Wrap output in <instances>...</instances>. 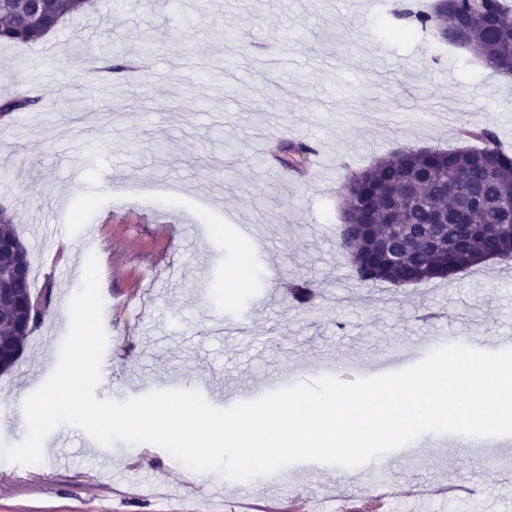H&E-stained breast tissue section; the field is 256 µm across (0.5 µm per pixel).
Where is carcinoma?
<instances>
[{"instance_id":"1","label":"carcinoma","mask_w":512,"mask_h":512,"mask_svg":"<svg viewBox=\"0 0 512 512\" xmlns=\"http://www.w3.org/2000/svg\"><path fill=\"white\" fill-rule=\"evenodd\" d=\"M90 5L89 0H4L0 5V43L27 44L55 29L69 15ZM424 30L436 29L448 21H468L467 43L478 50L480 64L493 72L506 74L512 60V8L504 0H454L450 12L440 14L435 5L403 13ZM461 136L477 144L469 148L422 152L407 149L383 157L372 166L345 176L352 192L351 219L371 226L358 241L342 232L338 248L350 257L357 279L366 284L385 282L410 286L445 278V271L467 270L490 259H512V223H505L508 211L504 202L512 197V155L498 145L495 132L488 127H464ZM486 178L484 195L472 207L463 224H448L440 239L422 227L420 211L405 201H396L397 190L419 182L429 205L441 209L448 201L467 193L473 180ZM402 225L399 234H388L383 226L387 216ZM483 225L484 234L471 225ZM15 244V265L30 268L27 251L16 233L12 219L0 212V239ZM9 282L10 292L0 296V360L11 370L27 337L21 327L36 326L37 302L30 290V278L0 271ZM314 290L303 280L291 288L292 300L300 305L312 301Z\"/></svg>"}]
</instances>
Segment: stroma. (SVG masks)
<instances>
[{"label":"stroma","mask_w":512,"mask_h":512,"mask_svg":"<svg viewBox=\"0 0 512 512\" xmlns=\"http://www.w3.org/2000/svg\"><path fill=\"white\" fill-rule=\"evenodd\" d=\"M422 0H111L51 35L0 46V101L42 99L0 115V209L27 249L41 315L15 367L0 374V444L26 433L10 407L54 370L62 313L87 253L100 261L110 351L98 399L146 381L207 382L219 394L292 370L426 337L512 331V262L490 260L398 288L360 283L336 248L348 172L407 148L463 147L461 126H487L512 152V80L398 14ZM125 50L106 71L98 46ZM454 113L459 124L433 118ZM320 148L313 178L269 158L277 146ZM313 282L308 307L290 283ZM39 477L0 479V512H238L239 482L191 473L150 446L127 462L63 426L44 443ZM512 450L435 445L374 464L399 495L390 512H512ZM253 494L280 512H349L341 468L292 464Z\"/></svg>","instance_id":"stroma-1"}]
</instances>
